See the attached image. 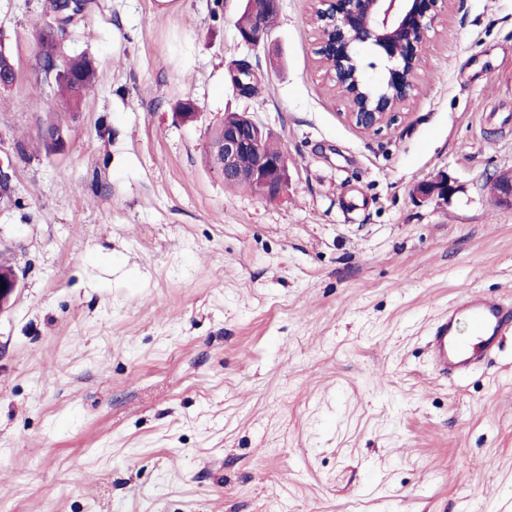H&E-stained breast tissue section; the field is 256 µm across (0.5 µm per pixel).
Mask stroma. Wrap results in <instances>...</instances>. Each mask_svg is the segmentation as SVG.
I'll use <instances>...</instances> for the list:
<instances>
[{
	"label": "stroma",
	"instance_id": "obj_1",
	"mask_svg": "<svg viewBox=\"0 0 512 512\" xmlns=\"http://www.w3.org/2000/svg\"><path fill=\"white\" fill-rule=\"evenodd\" d=\"M100 0L68 28L98 78L32 150L54 96L47 0H0V512H512V336L461 378L427 336L468 292L512 302V0H448L416 89L378 134L314 54L312 0L241 43L243 0ZM246 61L258 91L229 68ZM190 99L201 114L183 122ZM247 112L287 195L225 186L211 122ZM456 186L420 202L438 173Z\"/></svg>",
	"mask_w": 512,
	"mask_h": 512
}]
</instances>
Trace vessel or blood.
Segmentation results:
<instances>
[{"mask_svg":"<svg viewBox=\"0 0 512 512\" xmlns=\"http://www.w3.org/2000/svg\"><path fill=\"white\" fill-rule=\"evenodd\" d=\"M471 323L470 335H460V316ZM512 335V304L480 294H469L449 304L447 312L432 324L428 350L432 365L441 375L466 374L498 349Z\"/></svg>","mask_w":512,"mask_h":512,"instance_id":"vessel-or-blood-1","label":"vessel or blood"}]
</instances>
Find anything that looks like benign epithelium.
Returning a JSON list of instances; mask_svg holds the SVG:
<instances>
[{"mask_svg":"<svg viewBox=\"0 0 512 512\" xmlns=\"http://www.w3.org/2000/svg\"><path fill=\"white\" fill-rule=\"evenodd\" d=\"M319 63L328 70L334 88L345 99L347 118L363 133L380 132L394 124L397 109L415 87L416 73L425 50L427 32L442 16L445 0H316ZM277 7V0H246L250 25L238 29L250 47L266 42L270 30L263 17ZM371 47L389 65L378 82L362 73L360 53ZM224 133L220 145L223 165L219 175L243 186L259 184L269 201L288 190V158L272 154L264 145L265 127L246 112H227L219 119ZM498 202L512 208V170L496 175ZM455 190L441 173L419 184L415 194L423 201L448 199ZM0 310L16 295V275H0Z\"/></svg>","mask_w":512,"mask_h":512,"instance_id":"1","label":"benign epithelium"}]
</instances>
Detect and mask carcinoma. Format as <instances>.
<instances>
[{
    "instance_id": "cac0c4a2",
    "label": "carcinoma",
    "mask_w": 512,
    "mask_h": 512,
    "mask_svg": "<svg viewBox=\"0 0 512 512\" xmlns=\"http://www.w3.org/2000/svg\"><path fill=\"white\" fill-rule=\"evenodd\" d=\"M65 28L58 26H40L36 30L37 65L44 75H53L58 88L57 98L50 103H41L39 107L46 110L48 117L39 129V139L46 151L56 150L57 142L62 138L64 129L55 120L59 112H76L88 91L96 80V67L91 58L84 54L64 56L61 45ZM18 72L14 54L6 44V37L0 32V73ZM219 131L210 128L207 156L212 169L220 166V157L216 148Z\"/></svg>"
}]
</instances>
